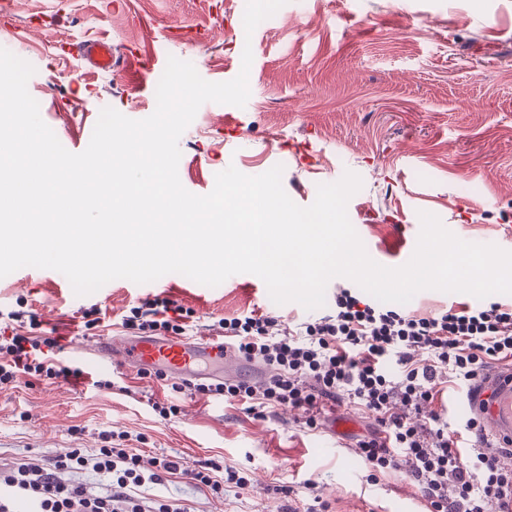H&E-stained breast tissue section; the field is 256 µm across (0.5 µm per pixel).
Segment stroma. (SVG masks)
<instances>
[{"label":"stroma","mask_w":512,"mask_h":512,"mask_svg":"<svg viewBox=\"0 0 512 512\" xmlns=\"http://www.w3.org/2000/svg\"><path fill=\"white\" fill-rule=\"evenodd\" d=\"M246 0H0V47L35 68L28 91L63 147L84 151L102 108L140 120L156 109L169 57L191 62L210 82L235 78L251 48L245 107L208 102L179 140L178 174L193 194H209L217 173L235 166L257 176L282 166L289 197L306 207L317 187L357 173L363 186L348 217L368 255L386 267L407 263L419 212L438 216L458 238L512 251V0H287L246 34ZM105 39L111 72L93 71L78 45ZM255 275L208 287L169 273L147 284L116 279L75 295L59 272L21 268L0 278V317L16 313L19 333L37 318L60 336V361L81 378H21L0 390V466L50 464L66 448H99L103 433L138 444L145 469L174 457L181 478L142 489L186 512H283L277 486H293L304 512L305 481L330 512H424L407 471L365 480L353 447L378 428L340 399L318 430L302 413L258 417L243 406L190 394L179 412L152 409L167 390L120 362L96 365L93 344L122 336L132 308L168 299L187 309V333L222 337L218 321L256 312L273 334L335 311L333 278L325 304H275ZM111 381L108 389L98 381ZM208 459L248 473L223 497L203 494L188 474Z\"/></svg>","instance_id":"obj_1"}]
</instances>
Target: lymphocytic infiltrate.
I'll use <instances>...</instances> for the list:
<instances>
[{"label": "lymphocytic infiltrate", "mask_w": 512, "mask_h": 512, "mask_svg": "<svg viewBox=\"0 0 512 512\" xmlns=\"http://www.w3.org/2000/svg\"><path fill=\"white\" fill-rule=\"evenodd\" d=\"M186 315L164 299L133 308L124 326L137 331L182 334ZM271 317L253 313L224 318L220 326L232 338L236 354L275 369L263 383L224 380L173 384L174 392L219 397L263 415L268 408L302 411L307 430L319 426L324 404L346 393L374 415L380 428L360 439L356 454L368 480L407 469L422 493L427 512H507L512 506V470L504 469L487 444V426L469 418L464 429L475 446H459L435 402L442 392L437 377L448 370L457 379L475 380L492 361L512 359V306L462 304L429 317L380 307L341 288L334 314L307 324L298 334L271 335ZM61 344L55 336H24L0 330V389L20 376L49 380L77 378L79 367L56 361ZM420 360H412V353ZM399 374H392L389 362ZM431 408L430 425L416 422ZM91 471L108 479L95 492L75 481L74 473ZM177 461L164 458L145 471L133 448H67L50 466L34 462L0 469V512H14L16 500L32 502L36 512H182L164 499L136 496V489L178 475ZM213 495L225 484H246L244 470L209 460L189 475Z\"/></svg>", "instance_id": "1"}]
</instances>
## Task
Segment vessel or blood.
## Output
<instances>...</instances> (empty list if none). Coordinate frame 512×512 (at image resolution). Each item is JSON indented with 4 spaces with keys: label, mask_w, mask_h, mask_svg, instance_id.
<instances>
[{
    "label": "vessel or blood",
    "mask_w": 512,
    "mask_h": 512,
    "mask_svg": "<svg viewBox=\"0 0 512 512\" xmlns=\"http://www.w3.org/2000/svg\"><path fill=\"white\" fill-rule=\"evenodd\" d=\"M84 52L99 72L112 69V46L104 40L86 43ZM118 351L123 362L136 370L157 369L177 380L197 379L205 368H212L215 380L225 373L244 368L240 358L223 340L211 337L122 336ZM467 406L475 415H488L489 430L501 445L512 444V364L496 368L477 390L471 391Z\"/></svg>",
    "instance_id": "1"
}]
</instances>
